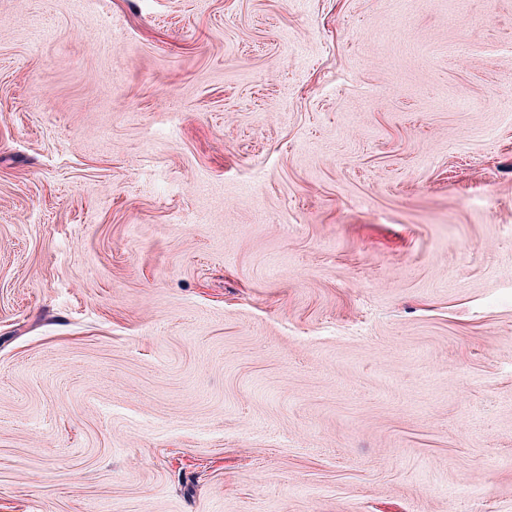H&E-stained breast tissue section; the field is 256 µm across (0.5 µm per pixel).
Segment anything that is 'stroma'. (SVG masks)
<instances>
[{
    "label": "stroma",
    "mask_w": 512,
    "mask_h": 512,
    "mask_svg": "<svg viewBox=\"0 0 512 512\" xmlns=\"http://www.w3.org/2000/svg\"><path fill=\"white\" fill-rule=\"evenodd\" d=\"M0 512H512V0H0Z\"/></svg>",
    "instance_id": "35a3bbf8"
}]
</instances>
